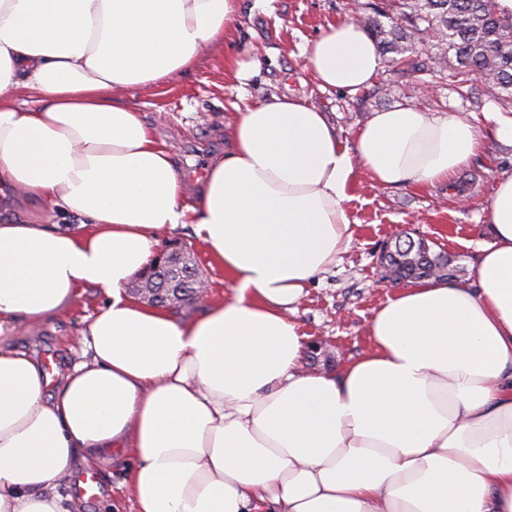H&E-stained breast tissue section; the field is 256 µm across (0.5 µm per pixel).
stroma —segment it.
<instances>
[{
    "mask_svg": "<svg viewBox=\"0 0 512 512\" xmlns=\"http://www.w3.org/2000/svg\"><path fill=\"white\" fill-rule=\"evenodd\" d=\"M372 0H240V14L224 34V42L203 56L189 72L146 88H133L125 98L183 171L189 189H196L214 156L229 146L225 135L239 93L251 98L272 94L302 97L323 110L337 136L353 143L357 131L375 113L398 105L448 115L458 112L483 118L488 112L512 113L495 90L475 82L471 97L451 92L431 79L413 88L396 75L390 63L367 88L354 93L321 89L303 65L301 52L327 25L370 14ZM256 56L260 66L246 84H239L229 60ZM512 175V147L486 138L482 149L461 169L454 186L424 188L410 184L383 187L358 175L346 203L353 235L347 249L329 269L316 275L296 305L295 316L305 343L321 342L318 359L302 357L309 372L340 370L371 344L367 325L376 309L399 287L379 282L378 258L386 244L399 237H423L434 250L455 259L459 282L471 280L482 244L489 239L487 212L500 176ZM162 248L192 252L218 302L230 292V280L195 237L191 227L163 236ZM97 289L81 294L65 314L36 327L17 322L0 330V340L40 361H52L54 379L65 376L81 359L74 336L84 316L101 303ZM97 495L81 503L82 512H135L124 485L122 460L99 464Z\"/></svg>",
    "mask_w": 512,
    "mask_h": 512,
    "instance_id": "35a3bbf8",
    "label": "stroma"
}]
</instances>
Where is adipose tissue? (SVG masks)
<instances>
[{
    "mask_svg": "<svg viewBox=\"0 0 512 512\" xmlns=\"http://www.w3.org/2000/svg\"><path fill=\"white\" fill-rule=\"evenodd\" d=\"M239 0H0V193L34 221L0 224V327L103 303L60 382L0 346V512H71L59 493L105 456L129 464L136 512H512V176L464 286L426 279L371 319L338 373L300 365L294 306L351 240L355 171L446 182L480 150L467 116L375 113L344 144L300 97L236 106L232 146L195 198L126 90L192 69ZM321 88L382 66L359 22L306 48ZM34 107L20 103L22 91ZM190 224L231 280L180 318L127 286L163 233Z\"/></svg>",
    "mask_w": 512,
    "mask_h": 512,
    "instance_id": "obj_1",
    "label": "adipose tissue"
}]
</instances>
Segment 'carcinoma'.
Here are the masks:
<instances>
[{
  "label": "carcinoma",
  "mask_w": 512,
  "mask_h": 512,
  "mask_svg": "<svg viewBox=\"0 0 512 512\" xmlns=\"http://www.w3.org/2000/svg\"><path fill=\"white\" fill-rule=\"evenodd\" d=\"M363 27L398 74L419 85L424 76L443 74L456 93H472V76L482 72L486 84L512 103V15H503L496 0H381ZM434 46L429 63L418 60L416 47ZM419 253L395 252L387 265L394 280L450 279L452 270L432 271V261ZM191 287L171 283L166 303L190 299Z\"/></svg>",
  "instance_id": "carcinoma-1"
}]
</instances>
